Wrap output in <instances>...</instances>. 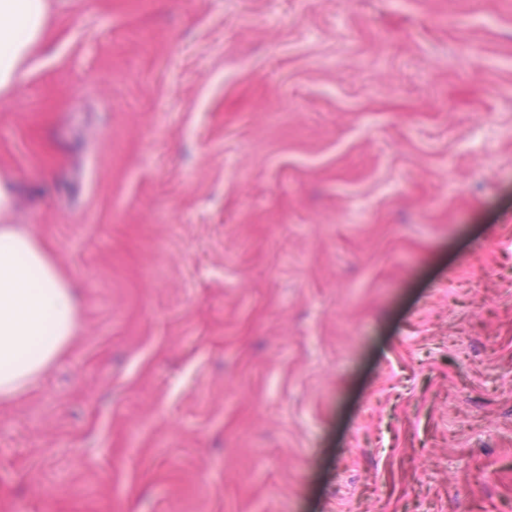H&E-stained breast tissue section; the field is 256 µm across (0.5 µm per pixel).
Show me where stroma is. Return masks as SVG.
<instances>
[{"instance_id": "stroma-1", "label": "stroma", "mask_w": 512, "mask_h": 512, "mask_svg": "<svg viewBox=\"0 0 512 512\" xmlns=\"http://www.w3.org/2000/svg\"><path fill=\"white\" fill-rule=\"evenodd\" d=\"M47 4L0 512H512V0ZM13 200L0 178V396L45 370L78 331L74 287L31 233L7 223Z\"/></svg>"}]
</instances>
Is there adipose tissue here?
I'll use <instances>...</instances> for the list:
<instances>
[{
	"label": "adipose tissue",
	"mask_w": 512,
	"mask_h": 512,
	"mask_svg": "<svg viewBox=\"0 0 512 512\" xmlns=\"http://www.w3.org/2000/svg\"><path fill=\"white\" fill-rule=\"evenodd\" d=\"M45 26V0H0L1 93L23 74ZM13 200L0 178V396L45 370L78 331L74 288L31 233L8 223Z\"/></svg>",
	"instance_id": "adipose-tissue-1"
}]
</instances>
